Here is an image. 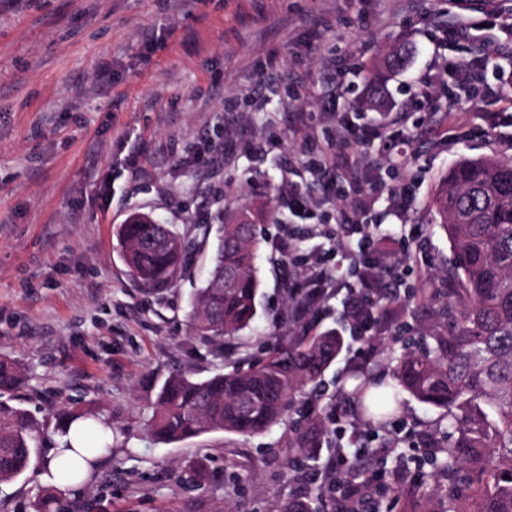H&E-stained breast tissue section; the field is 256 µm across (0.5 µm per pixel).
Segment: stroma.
Listing matches in <instances>:
<instances>
[{
    "mask_svg": "<svg viewBox=\"0 0 512 512\" xmlns=\"http://www.w3.org/2000/svg\"><path fill=\"white\" fill-rule=\"evenodd\" d=\"M439 0H0V356L15 360L25 383L22 407L43 424L34 469L0 485V512H34L49 487L53 427L65 408L111 419L112 452L59 499L65 512H272L282 497L309 488V473L336 455L328 404L350 399L356 372L391 377L398 339L442 332L433 295L453 253L431 224L426 201L439 176L463 158L512 159V142L481 120L479 83L466 91L437 85L420 106L417 83L448 58L482 51L481 81L512 94V68H500L496 31L451 44L435 33ZM408 50L385 88L386 131L408 140L400 165L350 143L380 192L368 198L381 218L385 280L407 276L413 293L390 303L371 342L353 340L342 295L319 305L307 326L293 324L283 287L286 261L277 242L288 223L289 185L311 197L321 186L306 172L307 133L336 136L335 113L356 111L365 75L390 45ZM417 188L405 220L391 214L407 179ZM263 207L251 328L224 344L202 342L187 317L212 264L217 239L205 224L223 223L241 206ZM133 212L151 214L181 234L203 239L194 264L154 296L139 288L122 257L116 229ZM419 228L424 262L399 266L402 224ZM333 329L344 345L322 378L321 395L299 397L261 435L211 432L176 443L149 432L156 392L180 371L202 380L247 367L305 329ZM442 410L410 395L376 438L384 457L373 512H402L414 471ZM314 428L318 446L298 458L297 429ZM198 460L211 471L200 488L184 481Z\"/></svg>",
    "mask_w": 512,
    "mask_h": 512,
    "instance_id": "stroma-1",
    "label": "stroma"
}]
</instances>
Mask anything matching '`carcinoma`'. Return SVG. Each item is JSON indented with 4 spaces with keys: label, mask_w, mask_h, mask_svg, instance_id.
I'll list each match as a JSON object with an SVG mask.
<instances>
[{
    "label": "carcinoma",
    "mask_w": 512,
    "mask_h": 512,
    "mask_svg": "<svg viewBox=\"0 0 512 512\" xmlns=\"http://www.w3.org/2000/svg\"><path fill=\"white\" fill-rule=\"evenodd\" d=\"M403 63L392 48L378 70L393 73ZM512 160L462 159L440 176L431 191L432 222L448 237L454 261L448 278L457 287L446 300L456 314L448 333L424 336V347L408 346L393 371V390L365 381L355 393L369 419L384 426L396 396L406 392L445 412L431 463L445 483L420 485L423 512H512ZM257 215L247 206L217 228L213 266L190 304L194 332L210 343L249 328L256 315L260 280L255 267ZM122 255L137 284L163 289L192 250L168 224L129 220L118 228ZM343 342L336 331L311 332L247 370L195 381L175 372L160 386L152 435L178 442L208 432L260 435L283 419L296 394L317 384ZM23 383L19 365L0 359V483L25 474L37 460L42 425L13 403ZM83 421L82 445L92 454L101 444L93 431L97 416L79 410L58 415L67 433ZM324 488L278 499L274 512H317ZM55 490H43L36 512H57Z\"/></svg>",
    "instance_id": "carcinoma-1"
}]
</instances>
